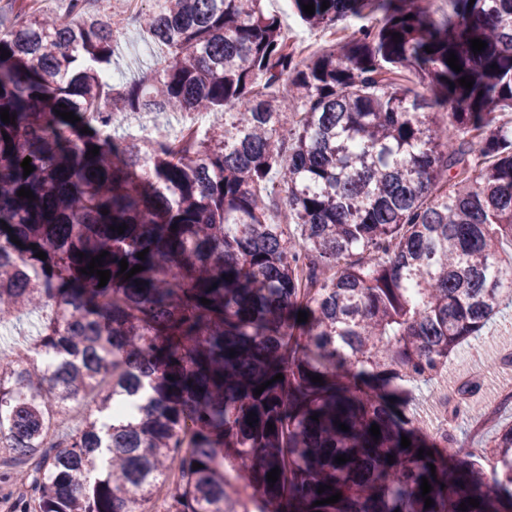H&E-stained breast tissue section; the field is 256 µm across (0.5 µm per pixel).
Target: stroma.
I'll return each instance as SVG.
<instances>
[{
    "label": "stroma",
    "instance_id": "35a3bbf8",
    "mask_svg": "<svg viewBox=\"0 0 512 512\" xmlns=\"http://www.w3.org/2000/svg\"><path fill=\"white\" fill-rule=\"evenodd\" d=\"M115 55L112 68L123 79H131L142 71L159 69L164 56L152 46L147 34L139 25L117 21ZM512 351V308L501 310L486 327L474 345L462 346L443 370L441 377L421 383L409 384L407 411L409 414L430 419L439 401L447 397L457 377L469 375L480 369L485 373L484 386L473 401L472 410L459 423L458 435L468 446L474 461H481L487 446L497 432L512 425V407L496 406V389L499 383L512 379V368H501L499 359L504 352Z\"/></svg>",
    "mask_w": 512,
    "mask_h": 512
}]
</instances>
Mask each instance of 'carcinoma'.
<instances>
[{"label": "carcinoma", "mask_w": 512, "mask_h": 512, "mask_svg": "<svg viewBox=\"0 0 512 512\" xmlns=\"http://www.w3.org/2000/svg\"><path fill=\"white\" fill-rule=\"evenodd\" d=\"M7 2L0 317L52 315L26 360L0 355V454L32 470L37 512H150L171 472L174 512H512V426L462 467L455 429L436 439L396 410L512 304V0H448L445 19L430 0H291L310 29L352 19L303 60L265 0H159L138 24L169 65L120 90L111 0L102 17ZM175 111L205 113L204 133L112 134ZM279 203L298 235L271 220ZM103 251L100 288L80 269ZM123 259L144 270L125 278ZM104 382L66 445L42 447Z\"/></svg>", "instance_id": "carcinoma-1"}]
</instances>
